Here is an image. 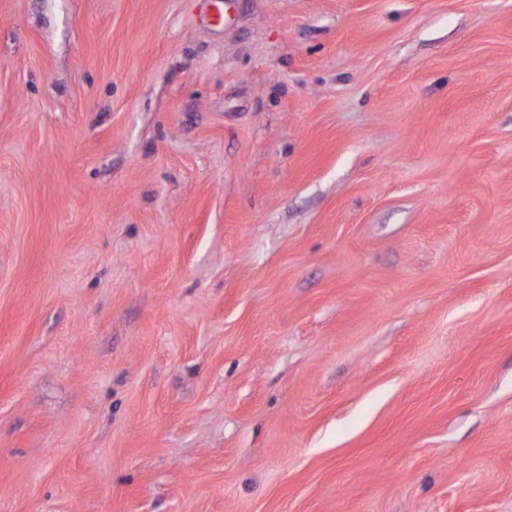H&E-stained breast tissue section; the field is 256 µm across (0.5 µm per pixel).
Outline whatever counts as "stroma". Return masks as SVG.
Here are the masks:
<instances>
[{
    "label": "stroma",
    "instance_id": "obj_1",
    "mask_svg": "<svg viewBox=\"0 0 512 512\" xmlns=\"http://www.w3.org/2000/svg\"><path fill=\"white\" fill-rule=\"evenodd\" d=\"M0 512H512V0H0Z\"/></svg>",
    "mask_w": 512,
    "mask_h": 512
}]
</instances>
